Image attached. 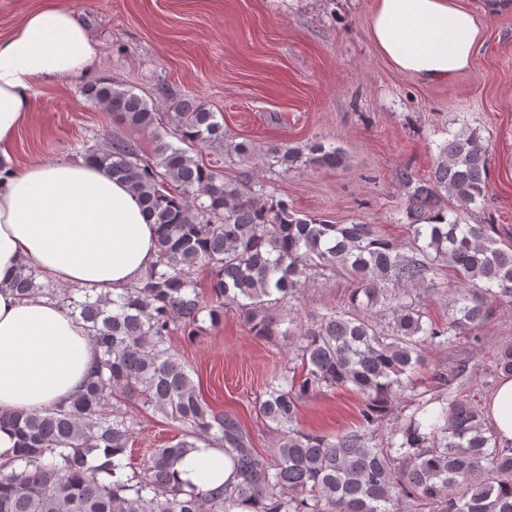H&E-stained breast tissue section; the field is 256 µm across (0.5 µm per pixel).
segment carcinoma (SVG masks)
Here are the masks:
<instances>
[{
	"label": "carcinoma",
	"mask_w": 512,
	"mask_h": 512,
	"mask_svg": "<svg viewBox=\"0 0 512 512\" xmlns=\"http://www.w3.org/2000/svg\"><path fill=\"white\" fill-rule=\"evenodd\" d=\"M83 94L130 127L158 124L154 105L110 79ZM170 109L179 145L156 133L154 165L141 163L123 138L85 153L127 182L159 226L157 261L144 278L112 299H77L32 270L13 283L23 298L59 299L86 324L99 357L70 405L9 419L21 448L0 468V512H403L408 502L432 512H512V446L497 444L467 395L431 411L421 405L385 445L373 443L425 346L482 324L494 303L512 305V247L448 207L450 199L467 207L484 196L488 144L474 132L456 134L440 145L429 179L397 174L412 228L406 254L375 224L300 217L284 200L242 191L198 159L201 149L224 145L216 113L190 95ZM269 155L285 172L299 163L346 164L340 149L322 142L276 146ZM444 266L458 278L448 319L426 322L409 286L436 288ZM202 267L211 272L206 290L197 279ZM336 270L355 278L347 309H330L307 326L290 319L280 329L270 310L313 276ZM378 305L392 312L386 326L367 316ZM230 313L256 336L296 345L301 372L292 366L270 377L256 403L279 433L268 457L236 417L206 402L172 352L175 333L192 341ZM325 388L362 396L358 426L336 436L301 428V404ZM129 405L151 408L181 431L176 444L153 449L132 472ZM200 442L229 455L236 485L202 490L175 479L176 464Z\"/></svg>",
	"instance_id": "cac0c4a2"
}]
</instances>
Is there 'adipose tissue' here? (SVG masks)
<instances>
[{
	"label": "adipose tissue",
	"mask_w": 512,
	"mask_h": 512,
	"mask_svg": "<svg viewBox=\"0 0 512 512\" xmlns=\"http://www.w3.org/2000/svg\"><path fill=\"white\" fill-rule=\"evenodd\" d=\"M369 32L394 67L435 83L471 66L480 27L455 0H377ZM99 54L89 29L55 2L0 38V413L68 405L97 354L80 318L16 295L10 283L20 269L109 297L157 259L156 226L126 183L86 162L12 165L34 91L89 73ZM487 416L498 442L512 444L511 376ZM176 469L204 490L238 481L229 456L204 445Z\"/></svg>",
	"instance_id": "1"
}]
</instances>
